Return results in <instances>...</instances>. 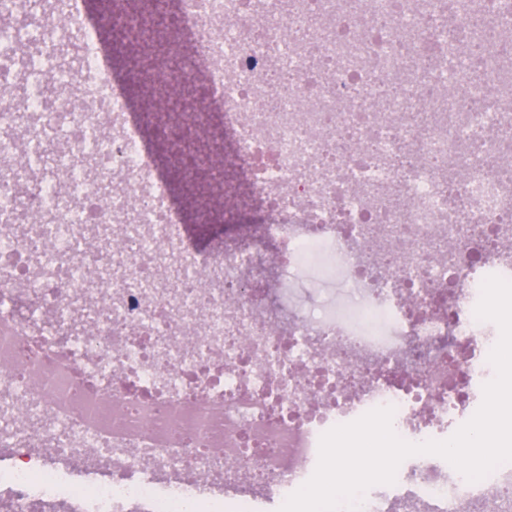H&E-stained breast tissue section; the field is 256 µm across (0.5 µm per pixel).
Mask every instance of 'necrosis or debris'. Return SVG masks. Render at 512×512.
Returning <instances> with one entry per match:
<instances>
[{
	"instance_id": "necrosis-or-debris-1",
	"label": "necrosis or debris",
	"mask_w": 512,
	"mask_h": 512,
	"mask_svg": "<svg viewBox=\"0 0 512 512\" xmlns=\"http://www.w3.org/2000/svg\"><path fill=\"white\" fill-rule=\"evenodd\" d=\"M0 27V74L33 63L60 70L86 101L0 97V512H269L232 492L260 482L277 502L314 473L319 440L366 412L394 408L393 428L420 444L470 419L489 380L495 342L475 316L483 280L512 245V172L492 161L512 145V80L493 37L512 33V0H183L193 45L187 75L204 74L224 114L228 159L262 215L250 240L215 254L187 237L167 183L149 165L110 63L93 46L82 0H12ZM480 44L478 64H451L435 15ZM81 34L80 69L58 50ZM61 136L59 169L93 152L115 178L110 203L94 187L45 178L26 188L8 163ZM466 174L452 183L446 161ZM41 213L29 231L12 226ZM133 226L127 247L92 250L82 225ZM456 248L443 252L444 243ZM292 260L320 252L340 264L356 301L393 318L399 342L357 331L335 311L302 309L268 328L242 275L254 247ZM104 257L112 300L100 310L71 269ZM193 268L209 288H162L160 265ZM38 306L45 321L28 311ZM195 331L197 350L177 341ZM25 392L26 421L7 397ZM237 457L224 477L213 461ZM167 481L131 480L135 471ZM228 485L203 491L201 479ZM512 488V461L471 482L435 455L408 457L391 485L369 488L359 512H463Z\"/></svg>"
}]
</instances>
